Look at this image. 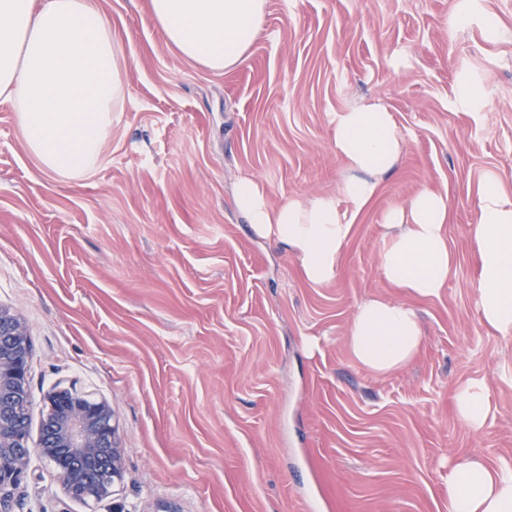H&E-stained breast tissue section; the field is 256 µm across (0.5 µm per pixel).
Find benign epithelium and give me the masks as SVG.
Instances as JSON below:
<instances>
[{"label": "benign epithelium", "instance_id": "1", "mask_svg": "<svg viewBox=\"0 0 512 512\" xmlns=\"http://www.w3.org/2000/svg\"><path fill=\"white\" fill-rule=\"evenodd\" d=\"M31 359L22 319L0 307V512H10L5 490L21 482L34 454L54 466L68 498L109 495L123 478V448L112 408L76 389L54 390L47 396L38 443L31 445Z\"/></svg>", "mask_w": 512, "mask_h": 512}]
</instances>
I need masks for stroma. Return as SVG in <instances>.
<instances>
[{
  "label": "stroma",
  "mask_w": 512,
  "mask_h": 512,
  "mask_svg": "<svg viewBox=\"0 0 512 512\" xmlns=\"http://www.w3.org/2000/svg\"><path fill=\"white\" fill-rule=\"evenodd\" d=\"M96 2L128 88L100 166L45 174L0 104V305L32 345L31 439L46 394L76 387L110 404L124 474L78 502L31 456L12 512H447L449 461L512 457V337L477 316L470 236L476 184L512 194V0H482L495 42L449 27L455 0H267L223 73L172 51L148 0ZM463 68L488 75L484 111L451 106ZM368 99L393 113L402 155L336 278L313 285L234 188L255 178L275 205L336 194L335 115ZM422 188L448 196L455 265L440 298L412 302L418 356L377 375L354 364L349 326L367 299L402 300L383 215ZM471 379L497 407L479 432L453 404Z\"/></svg>",
  "instance_id": "stroma-1"
}]
</instances>
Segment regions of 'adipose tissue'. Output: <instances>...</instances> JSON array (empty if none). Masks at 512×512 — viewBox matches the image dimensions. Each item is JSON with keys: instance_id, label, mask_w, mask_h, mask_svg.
I'll list each match as a JSON object with an SVG mask.
<instances>
[{"instance_id": "ef3b65f1", "label": "adipose tissue", "mask_w": 512, "mask_h": 512, "mask_svg": "<svg viewBox=\"0 0 512 512\" xmlns=\"http://www.w3.org/2000/svg\"><path fill=\"white\" fill-rule=\"evenodd\" d=\"M267 0H149V17L180 56L213 72L231 69L262 31ZM451 28H479L490 41L501 22L481 0H461ZM121 49L95 0H0V103L14 112L29 152L42 169L68 181L85 178L103 160L112 137V116L123 111L127 86ZM486 76L462 71L452 106L476 113L485 105ZM335 145L348 174L334 196H293L271 205L258 180L244 177L234 206L254 232L285 245L303 263L305 279H335L356 217L371 203L380 178L400 159L403 138L392 112L379 100L336 114ZM478 220L471 228L479 278L475 306L481 322L512 336V196L500 183L480 185ZM446 195L422 188L386 211L382 271L405 294L440 297L455 257L446 226ZM422 332L416 312L404 303L371 298L353 317L352 360L377 374L397 371L418 353ZM459 418L481 431L494 415L487 385L471 380L455 393ZM448 512H512V458L487 464L460 455L448 466Z\"/></svg>"}]
</instances>
